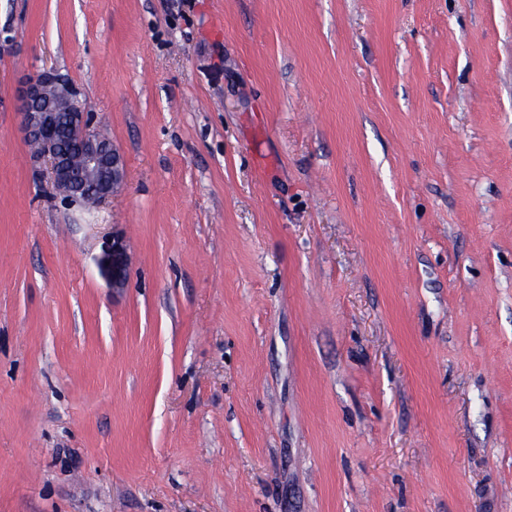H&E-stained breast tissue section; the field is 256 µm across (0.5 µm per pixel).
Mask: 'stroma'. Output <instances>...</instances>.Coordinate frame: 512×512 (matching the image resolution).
Masks as SVG:
<instances>
[{
  "label": "stroma",
  "instance_id": "35a3bbf8",
  "mask_svg": "<svg viewBox=\"0 0 512 512\" xmlns=\"http://www.w3.org/2000/svg\"><path fill=\"white\" fill-rule=\"evenodd\" d=\"M0 512H512V0H0ZM63 88L65 97L50 92ZM79 92L55 71L29 76L18 92L19 114L27 140L37 145L34 156L45 161L55 189L71 201H80L83 189L76 186L74 162L78 161L84 178L95 194L88 204L99 205L121 186L125 161L103 133L93 126L92 114L85 112ZM76 147L78 155L72 156ZM98 264L101 274L112 288H123L129 276V256L121 235L112 232L105 237Z\"/></svg>",
  "mask_w": 512,
  "mask_h": 512
}]
</instances>
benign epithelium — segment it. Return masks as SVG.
<instances>
[{"label": "benign epithelium", "mask_w": 512, "mask_h": 512, "mask_svg": "<svg viewBox=\"0 0 512 512\" xmlns=\"http://www.w3.org/2000/svg\"><path fill=\"white\" fill-rule=\"evenodd\" d=\"M79 92L54 71L28 77L18 92L21 124L27 140L36 145L34 156L48 164L55 189L71 201L79 200L74 162H79L84 178L95 194L89 203L98 205L121 186L125 161L93 126L92 114L78 100ZM101 274L114 288L125 286L129 276V256L123 237L117 233L103 240L98 260Z\"/></svg>", "instance_id": "obj_1"}]
</instances>
